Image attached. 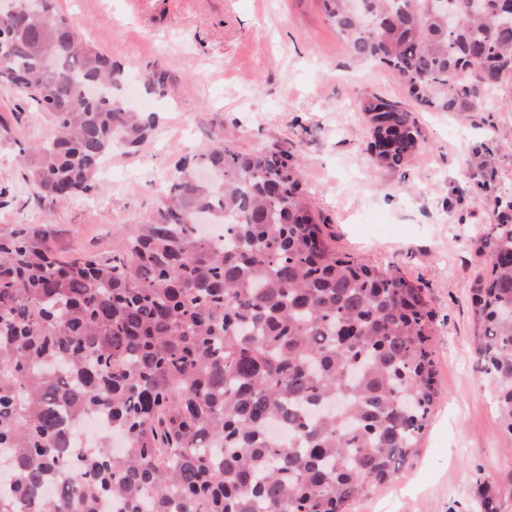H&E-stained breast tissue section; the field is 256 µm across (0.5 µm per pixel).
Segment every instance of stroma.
I'll return each instance as SVG.
<instances>
[{
	"instance_id": "1",
	"label": "stroma",
	"mask_w": 512,
	"mask_h": 512,
	"mask_svg": "<svg viewBox=\"0 0 512 512\" xmlns=\"http://www.w3.org/2000/svg\"><path fill=\"white\" fill-rule=\"evenodd\" d=\"M87 39L123 68L121 98L136 96L155 129L137 152L112 155L94 195L40 202L18 163L20 144L47 140V116L0 84V234L51 225L62 256L109 251L160 205L162 181L213 135L253 151L299 146L302 178L339 253L424 288L438 396L417 455L346 512H481L482 494L512 512V435L496 385L477 369L479 327L469 284L486 267L471 240L512 192V78L491 112H422L425 143L406 177L367 149L363 97L402 99L383 66H352L318 0H58ZM167 69L164 95L144 89L149 64Z\"/></svg>"
}]
</instances>
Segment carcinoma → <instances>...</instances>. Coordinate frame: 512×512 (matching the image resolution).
<instances>
[{
  "instance_id": "cac0c4a2",
  "label": "carcinoma",
  "mask_w": 512,
  "mask_h": 512,
  "mask_svg": "<svg viewBox=\"0 0 512 512\" xmlns=\"http://www.w3.org/2000/svg\"><path fill=\"white\" fill-rule=\"evenodd\" d=\"M349 58L396 73L409 101L360 104L378 166L407 169L418 112H491L512 74L498 0H319ZM0 19V82L48 115L21 148L36 195L99 190L112 152L153 118L112 96L121 71L57 0ZM459 12L448 29L447 9ZM157 66L145 89L162 95ZM300 150L224 140L184 160L157 215L109 252L55 257L47 226L0 235V512H343L414 456L437 397L424 290L336 253L302 185ZM472 245L478 362L512 436V194ZM109 434L65 454L72 429ZM288 430V443L268 428Z\"/></svg>"
}]
</instances>
